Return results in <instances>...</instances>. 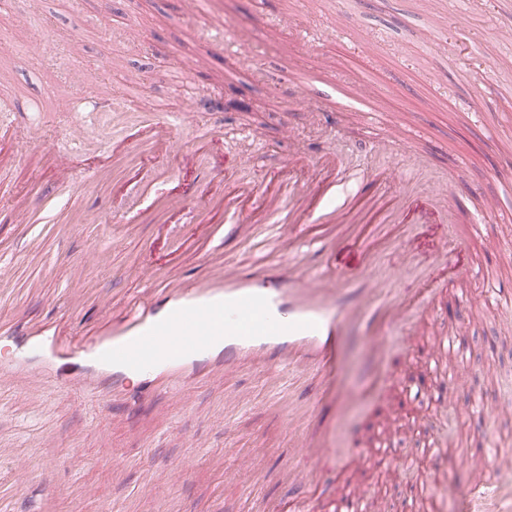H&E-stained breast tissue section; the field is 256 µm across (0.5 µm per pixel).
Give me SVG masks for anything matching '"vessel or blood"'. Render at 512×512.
I'll return each mask as SVG.
<instances>
[{
	"label": "vessel or blood",
	"instance_id": "obj_1",
	"mask_svg": "<svg viewBox=\"0 0 512 512\" xmlns=\"http://www.w3.org/2000/svg\"><path fill=\"white\" fill-rule=\"evenodd\" d=\"M229 38L244 50L251 42L248 31L229 35L218 26L208 44L219 51ZM70 110L80 117L70 128L66 148L75 163L65 168L62 178L73 187H80L87 176L76 160L91 150L94 128L106 116L112 119L113 162L123 161L138 145L181 166L193 159L184 141L166 132L161 122H130L108 100L75 99ZM345 179L337 156L326 153L313 173L306 162L291 159L261 180L225 182L223 195L201 215L194 213L186 194L162 193L152 203L153 212L164 222L176 217L190 223L188 240L195 252L221 241L248 242L256 225L277 224L283 230L281 258L296 261L299 241L312 234L326 271L298 273L272 264L259 273H237L220 267L194 283L160 288L154 284L155 270L145 269L147 286L134 310L114 315L110 301L101 300L104 315L96 331L0 325V343L11 351L0 359V382L24 386L51 377L73 392L135 406L151 396L185 389L199 376L261 359L288 374V396L280 410L288 417L296 448L321 452L313 472L303 471L294 458L283 460L281 481L288 492L272 512H288L292 506L299 512H373L370 487L403 467L410 476L392 496L389 512H443L448 450L435 431L440 411L451 401L450 387L460 369L471 367L473 353L458 330L446 329L441 298L447 288L482 274L485 264L471 245L491 237L494 229L465 225L451 258L427 273L426 288L414 294L401 291L394 276L375 267L367 226L378 219L426 227L427 238L411 239L409 257L441 254L446 239L437 224L436 205L449 201L448 186H434L428 197L414 194L407 185L389 198L378 192L343 196L339 190ZM486 293L496 309L512 311V287L490 280ZM360 311L382 313L408 345L398 378L376 393L396 411L399 422L418 428L419 455L370 447L357 428L345 423L335 432H313L316 400L307 393L308 371L326 367L338 336ZM463 419L478 435L463 454L488 465L490 477L472 487L460 512H495L491 491L512 495V475L498 468L490 450L496 421L475 401ZM28 481V468L20 464L9 481L0 482V512H14L13 491Z\"/></svg>",
	"mask_w": 512,
	"mask_h": 512
}]
</instances>
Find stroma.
I'll use <instances>...</instances> for the list:
<instances>
[{
  "label": "stroma",
  "mask_w": 512,
  "mask_h": 512,
  "mask_svg": "<svg viewBox=\"0 0 512 512\" xmlns=\"http://www.w3.org/2000/svg\"><path fill=\"white\" fill-rule=\"evenodd\" d=\"M289 0H221L210 14L184 15L179 0H0V32L11 40L0 49V82L12 86L17 119L0 126V147L21 142L28 128L43 137L40 149L22 152L0 168V261L13 266L11 293L24 295L32 318H72L91 329L101 318L100 299L123 306L144 283L141 265L172 254L186 232L182 223L151 224L143 219L153 192L168 188L176 174L147 148H134L116 180L66 191L59 173L66 165L58 148L71 122L68 102L76 96L127 97L131 117L164 107L189 148L198 152L199 173L186 191L192 205L221 194L224 183L260 178V165L291 158L317 165L324 151L344 168L367 174L369 189L399 190L406 171L417 190L447 182L456 187L449 228L481 220L500 225L496 239L483 244L486 255L512 256V196H500L502 172L512 169V53L497 61L472 54V43L498 30H512V13L498 0H482L473 13L465 0H317L310 9L290 11ZM246 27L256 41L249 60L207 49L209 25ZM138 36L128 39V26ZM159 43L167 52H156ZM468 58L480 93L459 82L457 64ZM193 61L186 77L183 61ZM87 71L76 87L74 66ZM307 69L311 79L298 86L294 76ZM368 90L375 104L390 106L394 122L413 134L408 151L387 143L382 124L351 113L331 111L334 88ZM221 89L230 106L207 111L201 99ZM499 126L497 141L485 139V119ZM218 135L224 152L220 170L202 151L204 131ZM469 164L453 174L456 154ZM498 198L496 215H486L485 197ZM22 200L46 223L68 232L45 236L31 249L29 236L13 214ZM377 263L394 274L402 289L418 287L404 276L411 228L376 224ZM112 255L94 259L95 248ZM81 277H74V267ZM471 302L462 322L479 357L457 378L450 413L482 398L496 415L502 447L512 449V395L500 383L512 375V319L487 310L479 282L468 284ZM365 325L345 330L337 341L336 375L312 372L323 396L316 423L336 424L342 416L359 422L367 414L377 375L395 367L392 352L373 349ZM276 372L244 363L201 380L187 392L156 397L130 413L97 398L70 394L38 381L27 388L0 385V480L14 458L26 460L31 481L15 498L16 512H31L43 490L61 487L48 512H118L136 500L138 512H261L284 494L281 460L293 454L288 420L278 410ZM243 401L226 412L227 396ZM470 434L455 427L448 448L454 480L445 491L447 512L484 476L461 451ZM185 465L178 481L165 477ZM158 478L146 482L145 467Z\"/></svg>",
  "instance_id": "1"
}]
</instances>
